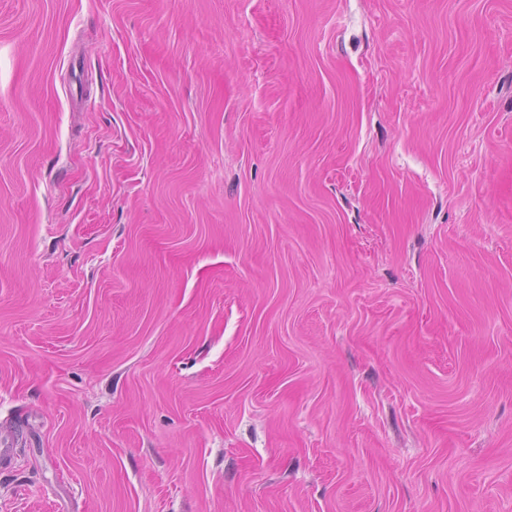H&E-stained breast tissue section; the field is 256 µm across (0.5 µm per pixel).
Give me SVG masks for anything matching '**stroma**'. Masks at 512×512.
Here are the masks:
<instances>
[{
    "label": "stroma",
    "instance_id": "obj_1",
    "mask_svg": "<svg viewBox=\"0 0 512 512\" xmlns=\"http://www.w3.org/2000/svg\"><path fill=\"white\" fill-rule=\"evenodd\" d=\"M0 512H512V0H0Z\"/></svg>",
    "mask_w": 512,
    "mask_h": 512
}]
</instances>
